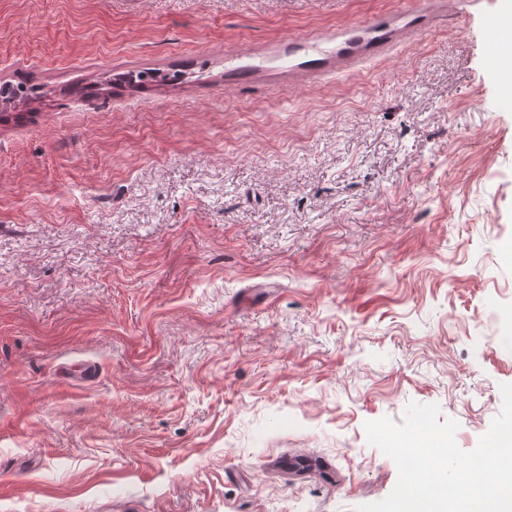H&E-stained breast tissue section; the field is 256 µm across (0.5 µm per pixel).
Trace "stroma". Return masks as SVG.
I'll use <instances>...</instances> for the list:
<instances>
[{"label":"stroma","mask_w":512,"mask_h":512,"mask_svg":"<svg viewBox=\"0 0 512 512\" xmlns=\"http://www.w3.org/2000/svg\"><path fill=\"white\" fill-rule=\"evenodd\" d=\"M504 7L0 0V82L38 91L0 106V512H356L398 478L365 423L412 402L477 446L512 384Z\"/></svg>","instance_id":"stroma-1"}]
</instances>
